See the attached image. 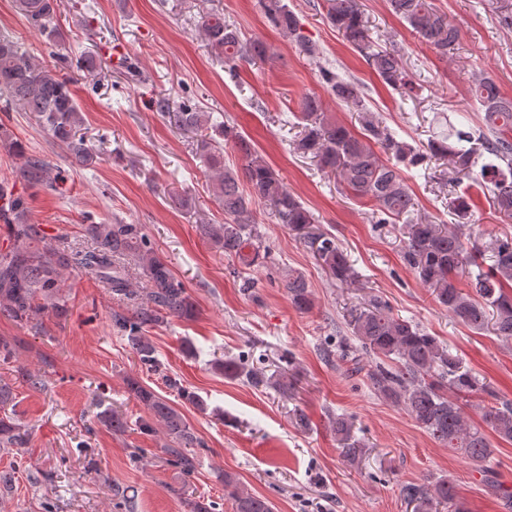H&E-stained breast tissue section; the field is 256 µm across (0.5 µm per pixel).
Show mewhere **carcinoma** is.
Masks as SVG:
<instances>
[{
	"mask_svg": "<svg viewBox=\"0 0 512 512\" xmlns=\"http://www.w3.org/2000/svg\"><path fill=\"white\" fill-rule=\"evenodd\" d=\"M30 27L58 47L63 34L53 23L57 0H14ZM267 20L294 43L299 52L312 56L315 46L302 34L301 22L284 0H260ZM393 14L406 21L422 42L443 56L453 49L457 29L431 0H388ZM328 23L365 58L370 69L389 87L405 95L413 86L401 65L399 50L371 40L358 0H323ZM211 54L224 60L229 75H236L241 61L264 62L270 48L260 40L245 42L224 14L204 12L197 21ZM65 68L94 73L97 60L89 52L76 62L59 57ZM329 92L347 108L360 113L362 133L354 134L343 124L328 121L316 95H307L294 113L303 132L295 150L315 159L320 168L336 177L358 198L374 203L376 223L400 224L406 238L404 260L421 284L432 290L436 301L459 323L472 331L490 329L505 341L512 340V236L490 241L489 270H472L477 241L465 243L447 224H435L415 214V200L400 175V167H415L443 157L452 178H466L492 193L494 208L512 218V101L501 97L495 83L480 79L470 87L472 98L484 110L483 125L451 124L448 135L422 148L397 139L381 118L364 105L363 85L355 79L324 71ZM75 79L69 74L37 65L18 43L0 37V99L5 108L16 107L35 114L41 129L83 167H91L98 154L82 133V113L74 96ZM169 124L179 130H212L232 143L242 171L224 166V146L212 135L197 140L196 149L214 174L215 195L224 208V223L204 224L202 232L224 249V254L251 265L260 256L262 235L256 227L252 204L270 206L278 221L293 230L306 231L307 242L330 276L342 285L357 281L335 237L313 229L315 219L288 191L275 170L234 128L213 120L208 112L186 105L163 104ZM0 141L19 159L17 177L29 188L58 190V178L50 164L26 154L22 145L0 126ZM390 156L385 163L373 145ZM455 224L469 223L471 198L463 192L450 201ZM28 199L0 183V220L5 223L8 244L0 248V313L18 325H28L44 313L62 318L68 313L66 274L95 277L119 297L137 294L131 270H140L147 288L133 316L114 315L115 327L127 334L129 345L144 365L156 363L155 349L147 329L170 317L189 319L196 304L185 283L150 246L140 224H88L92 241L86 249H59L47 243L40 224L27 222ZM466 280L469 291L460 287ZM285 287L294 306H312L311 291L299 274H288ZM349 335L341 337L340 355L352 361L351 372H365L374 394L406 411L420 428L438 443L476 463H487L493 444L485 430L471 425L457 402L459 396H493L489 383L464 366L453 349L419 325L393 314L388 302L372 296L352 307L345 316ZM129 391L151 411L173 445L166 449L170 464L191 476L196 460L187 448L202 446L185 416L154 390L132 380ZM11 389L0 383V446L24 448L28 430L8 411ZM483 421L503 441H512V403L500 401L484 407ZM336 444L345 461L354 464L366 454V445L355 434L352 419L344 413L331 419ZM224 488L232 499L233 512H273L271 502L238 488V481L224 473ZM400 493L413 512H468L447 480L407 483Z\"/></svg>",
	"mask_w": 512,
	"mask_h": 512,
	"instance_id": "obj_1",
	"label": "carcinoma"
}]
</instances>
